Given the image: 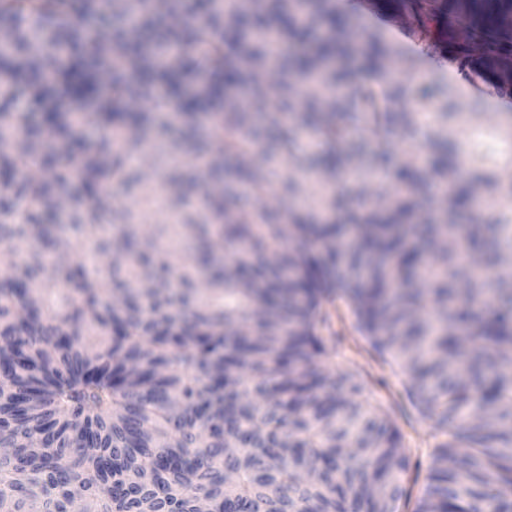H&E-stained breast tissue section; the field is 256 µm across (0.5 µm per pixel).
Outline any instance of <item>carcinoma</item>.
Instances as JSON below:
<instances>
[{"label": "carcinoma", "mask_w": 512, "mask_h": 512, "mask_svg": "<svg viewBox=\"0 0 512 512\" xmlns=\"http://www.w3.org/2000/svg\"><path fill=\"white\" fill-rule=\"evenodd\" d=\"M203 26H162L191 0H0V242L30 243L15 273L0 279V512H57L81 491L92 512H397L406 496L404 436L360 399L350 375L330 368L322 331L330 308L351 309L372 346L392 355L407 390L442 441L413 512H512V215L491 210L512 196V177L474 159L455 129L479 118L448 104L432 123L377 111L371 81L336 66L349 57L330 38L317 59L294 55L320 112H295L283 152L288 176L261 142L282 128L277 112H226L241 85L262 103L266 84L247 74L244 30L224 25V0H199ZM252 27L272 24L303 41L305 0H264ZM448 38L467 24L460 55L482 50L486 65L512 58V0H442ZM135 26L99 28L112 17ZM397 50L372 42L376 74ZM165 82L175 117L220 113L197 151L220 194L207 211L242 206L238 185L275 182L293 199L309 169L349 174L346 152L361 128L377 141L368 172L389 177L384 213L345 224L335 185L321 183L301 213L234 224L212 254L178 265L152 238L122 226L108 258L112 289L70 260L67 229L94 230L120 211L110 182L142 151L150 113L133 107ZM24 95L26 111L12 106ZM106 131L75 154L79 128ZM442 152L435 177L401 159L388 166L397 134ZM80 181L78 192L71 191ZM183 180L169 184L185 208ZM465 249L476 261L458 259ZM497 273L492 302L482 300ZM70 285L64 312L48 315L46 273ZM206 289L221 304L196 297Z\"/></svg>", "instance_id": "1"}]
</instances>
